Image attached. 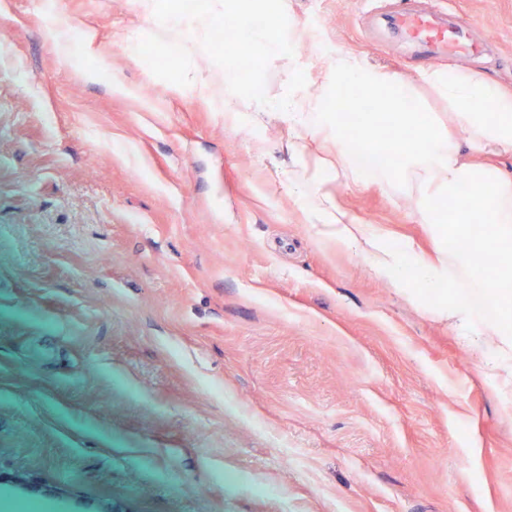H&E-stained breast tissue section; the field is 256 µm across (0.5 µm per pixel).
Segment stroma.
<instances>
[{"mask_svg":"<svg viewBox=\"0 0 512 512\" xmlns=\"http://www.w3.org/2000/svg\"><path fill=\"white\" fill-rule=\"evenodd\" d=\"M181 0H56L110 69L60 55L38 0H0V512H512V383L497 336L375 276L293 191L302 177L391 244L433 243L406 193L336 166L288 124L287 73L318 94L337 52L410 82L512 86V0H414L470 18L479 56L418 60L405 0H282L284 55L228 118L199 92L230 44L162 61ZM316 41L297 35L314 11ZM156 54L143 56L141 46ZM78 41H79L78 44H79L80 51L84 55L96 57L98 60L97 67L94 69L88 70L85 73V76L90 79L101 78L102 74L109 69L107 59L104 56H102L101 54H99V51L95 46L94 39L90 34H88V33L84 34L80 39H78Z\"/></svg>","mask_w":512,"mask_h":512,"instance_id":"stroma-1","label":"stroma"}]
</instances>
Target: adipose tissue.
<instances>
[{
    "mask_svg": "<svg viewBox=\"0 0 512 512\" xmlns=\"http://www.w3.org/2000/svg\"><path fill=\"white\" fill-rule=\"evenodd\" d=\"M429 83L448 103V112L462 135L454 137L437 126L420 109L409 108L413 95L409 84L396 75L368 66L352 56L337 54L326 76L331 87L349 86L365 96L383 98V112L391 126L415 127L416 139L409 143L393 141L389 158L372 157L368 166H360L356 151L374 149L377 119L347 131L332 112L329 93L298 103L288 98L280 104L294 124L313 133H330L337 140L353 137L355 145L337 156L342 169L377 181L387 192L399 193L404 183L417 192L418 213L428 224L432 236L443 231L463 233L475 218L487 217L492 233L486 249L499 251L505 263L503 276H512V174L497 165V158L512 156V88L490 81L482 73L456 68L430 74ZM297 194L309 207L321 213L326 223L335 225L336 241L346 249L367 254L372 270L395 280L417 279L422 287L434 289L440 283L439 272L448 264H468L470 248L449 252L435 248L418 256L410 246H392L371 225L362 222L338 206L304 180L293 183Z\"/></svg>",
    "mask_w": 512,
    "mask_h": 512,
    "instance_id": "adipose-tissue-1",
    "label": "adipose tissue"
}]
</instances>
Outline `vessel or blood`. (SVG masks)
<instances>
[{"instance_id": "vessel-or-blood-1", "label": "vessel or blood", "mask_w": 512, "mask_h": 512, "mask_svg": "<svg viewBox=\"0 0 512 512\" xmlns=\"http://www.w3.org/2000/svg\"><path fill=\"white\" fill-rule=\"evenodd\" d=\"M396 22L426 61L450 54L478 53L483 49L481 43L470 40L471 23L463 17L445 25L436 14L404 9L398 11Z\"/></svg>"}]
</instances>
